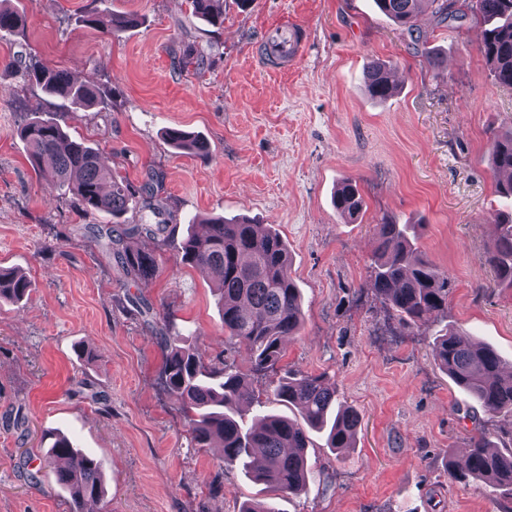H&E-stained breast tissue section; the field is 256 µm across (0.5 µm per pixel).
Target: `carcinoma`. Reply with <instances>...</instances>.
Returning a JSON list of instances; mask_svg holds the SVG:
<instances>
[{
    "label": "carcinoma",
    "mask_w": 512,
    "mask_h": 512,
    "mask_svg": "<svg viewBox=\"0 0 512 512\" xmlns=\"http://www.w3.org/2000/svg\"><path fill=\"white\" fill-rule=\"evenodd\" d=\"M216 0H190L192 11L208 23L224 24ZM379 10L408 32L424 0H375ZM438 23L471 14L483 20L480 52L491 65L494 78L512 89V0H430ZM84 22L109 36L139 25L134 14L113 23L112 16L89 12ZM22 17L0 5V36L12 33ZM391 66L376 62L365 72L368 94L385 100L395 90L389 80ZM27 76L49 95L77 112L100 102L97 89L72 81L67 73L35 60ZM34 169L47 182L70 193L77 211L94 219L106 214L115 225L106 229L85 225L93 238L105 245L123 275L133 282L153 275L156 258L138 246L142 239L162 245L172 227L161 219L162 211L143 200V214L129 222L136 190L118 179L100 163L99 152L86 142L73 139L52 119L38 113L27 116L20 128ZM174 148L203 156L210 144L198 135L178 128L165 132ZM491 165L499 193L512 198V130L494 135ZM336 210L356 219L364 200L352 179L341 182L334 195ZM495 237L487 248L486 262L493 269L497 286L512 288V217L495 225ZM182 261L219 275L218 290L224 335L243 348L255 374L276 370L283 357V342L304 326L299 289L291 276L288 247L276 232L261 224L222 217L206 222L202 235L190 234L181 245ZM373 288L408 324L423 326L448 309L451 283L448 274L425 258L414 244V225L399 224L383 215L376 222L371 259ZM31 282L15 271L0 270V300L19 302L30 292ZM167 353L161 372L164 387L185 405L188 425L196 447L213 444L223 448L224 467L253 470L254 479L285 494L301 492L313 469L308 463L310 433L327 432L328 447L340 452L353 446L360 414L353 407H336V389L320 376L292 374L274 389V402L292 410L287 417L271 409L257 415L251 426L243 425L240 408L256 400L249 379L224 367L207 371L196 351L161 331ZM434 359L455 386L475 399L483 410L512 420V363L507 364L491 346L476 342L460 331L436 338ZM50 457L60 463L57 482L67 489L70 512H85V504L102 500L105 489L102 465L75 448L63 435L56 438ZM449 481L472 478L483 483L499 499L512 502V447H499L484 432L469 438V448L460 458H449L445 469Z\"/></svg>",
    "instance_id": "obj_1"
}]
</instances>
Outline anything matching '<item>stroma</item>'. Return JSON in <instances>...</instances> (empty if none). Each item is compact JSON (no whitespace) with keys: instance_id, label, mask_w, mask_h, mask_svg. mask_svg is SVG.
<instances>
[{"instance_id":"35a3bbf8","label":"stroma","mask_w":512,"mask_h":512,"mask_svg":"<svg viewBox=\"0 0 512 512\" xmlns=\"http://www.w3.org/2000/svg\"><path fill=\"white\" fill-rule=\"evenodd\" d=\"M24 27L0 38V267L31 282L28 300L0 301V512H68L48 450L58 434L104 462V512H239L267 498L260 482L224 467L217 448L193 447L182 402L162 386L156 323L198 349L206 367L249 372L224 337L217 281L180 260L198 216L246 218L287 242L305 325L288 337L276 372L256 375L259 414L286 372L325 375L361 417L354 448L335 456L312 434L316 477L281 512H497L488 488L449 481L444 465L469 437L500 442L512 426L489 415L439 370L432 348L461 330L512 360V289L496 287L485 251L498 214L490 144L512 130V89L499 87L479 51L474 17L438 24L431 7L414 32L374 0H223L224 24L189 0H10ZM141 19L112 38L84 13ZM298 25L305 52L293 69L261 62L267 35ZM443 60L432 69L426 51ZM204 54L200 68L179 59ZM98 87L102 102L71 112L24 78L29 59ZM376 61L397 89L372 99ZM58 120L98 148L106 169L153 200L173 226L148 281L125 279L83 231L70 195L33 170L17 134L26 114ZM179 127L210 156L164 138ZM366 204L356 222L334 206L344 179ZM416 227L422 255L447 273L448 311L417 328L371 285L380 216Z\"/></svg>"}]
</instances>
